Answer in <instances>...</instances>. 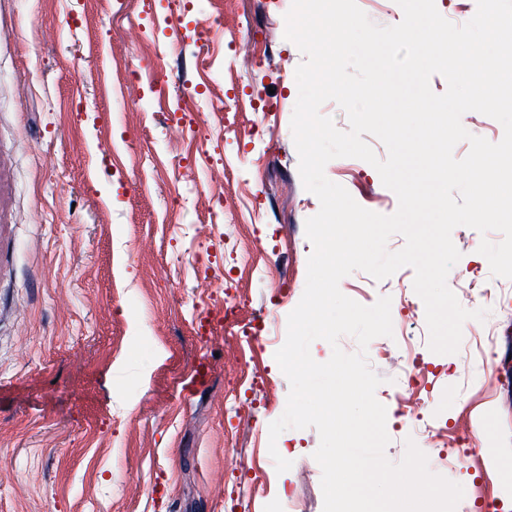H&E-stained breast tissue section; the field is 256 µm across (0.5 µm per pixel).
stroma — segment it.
<instances>
[{
	"instance_id": "stroma-1",
	"label": "stroma",
	"mask_w": 512,
	"mask_h": 512,
	"mask_svg": "<svg viewBox=\"0 0 512 512\" xmlns=\"http://www.w3.org/2000/svg\"><path fill=\"white\" fill-rule=\"evenodd\" d=\"M290 6L0 0V512H278L289 491L323 512L317 430L269 439L320 208L291 130ZM325 175L365 209L398 207L363 160ZM485 239L502 236L452 232L447 284L487 311L454 354L428 347L413 268L340 282L365 306L390 297L393 335L371 342L389 355L369 358L386 456L414 441L462 485L456 512H512V280ZM411 356L428 395L402 403ZM440 427L459 465L440 460Z\"/></svg>"
}]
</instances>
